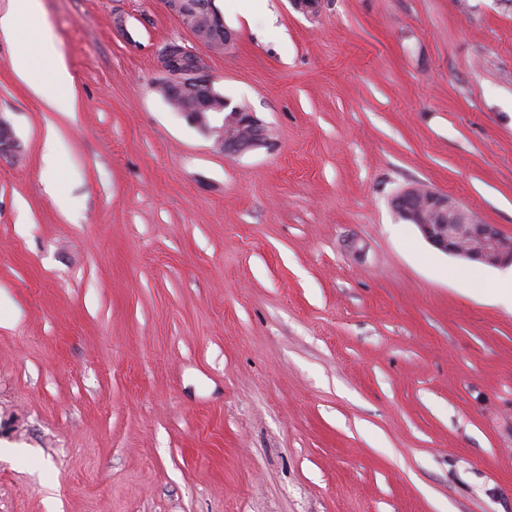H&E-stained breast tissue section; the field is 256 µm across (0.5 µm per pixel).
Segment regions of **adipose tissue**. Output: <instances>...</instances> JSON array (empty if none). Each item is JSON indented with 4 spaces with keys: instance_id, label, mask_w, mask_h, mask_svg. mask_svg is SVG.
Returning a JSON list of instances; mask_svg holds the SVG:
<instances>
[{
    "instance_id": "obj_1",
    "label": "adipose tissue",
    "mask_w": 512,
    "mask_h": 512,
    "mask_svg": "<svg viewBox=\"0 0 512 512\" xmlns=\"http://www.w3.org/2000/svg\"><path fill=\"white\" fill-rule=\"evenodd\" d=\"M11 67L17 77L51 110L74 111L73 77L48 30L32 33L29 43L20 45L11 58Z\"/></svg>"
}]
</instances>
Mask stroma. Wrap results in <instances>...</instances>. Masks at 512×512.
Masks as SVG:
<instances>
[{"label": "stroma", "instance_id": "1", "mask_svg": "<svg viewBox=\"0 0 512 512\" xmlns=\"http://www.w3.org/2000/svg\"><path fill=\"white\" fill-rule=\"evenodd\" d=\"M216 5L215 87L268 134L232 157L151 87L195 42L163 0H42L71 112L0 35V512H512L506 270L391 206L512 237V7ZM22 145L9 122L0 118V163L18 156ZM418 191L425 194L421 204L416 200ZM392 206L400 218L414 224L435 248L490 267L512 266V253L500 248L506 236L498 227L486 224L475 211L447 194L410 186L392 199ZM448 224L456 226L451 228ZM460 237L470 240L468 248L460 246Z\"/></svg>", "mask_w": 512, "mask_h": 512}]
</instances>
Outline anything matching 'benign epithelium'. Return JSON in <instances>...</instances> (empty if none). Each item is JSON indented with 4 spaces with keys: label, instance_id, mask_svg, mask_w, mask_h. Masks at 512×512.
Instances as JSON below:
<instances>
[{
    "label": "benign epithelium",
    "instance_id": "7a95c632",
    "mask_svg": "<svg viewBox=\"0 0 512 512\" xmlns=\"http://www.w3.org/2000/svg\"><path fill=\"white\" fill-rule=\"evenodd\" d=\"M292 7L311 20L317 19L324 0H290ZM166 11L188 29L200 44L211 50L227 51L237 33L224 24L215 0H163ZM157 78L154 87L177 90L194 85L204 94L195 112H186L188 122L230 156L240 155L267 144L261 121L252 112H242L218 93L206 59L185 43H164L155 50ZM22 151L21 141L9 122L0 118V162ZM395 213L414 224L435 248L453 256L478 261L490 267L512 266V253L500 248L504 234L485 223L473 210L454 198L425 188L410 186L392 199Z\"/></svg>",
    "mask_w": 512,
    "mask_h": 512
}]
</instances>
